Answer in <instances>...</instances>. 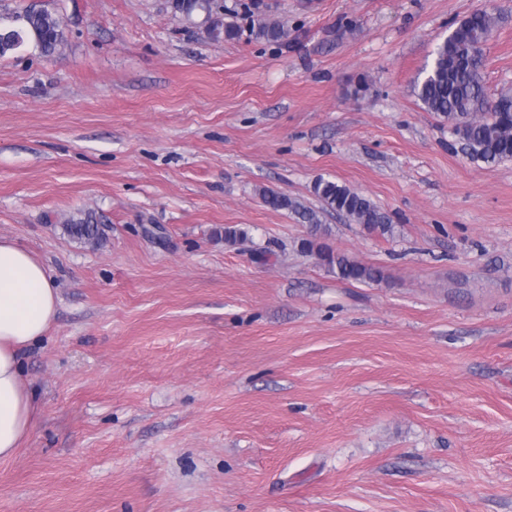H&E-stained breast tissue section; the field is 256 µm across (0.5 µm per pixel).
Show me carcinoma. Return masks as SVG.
Wrapping results in <instances>:
<instances>
[{
    "label": "carcinoma",
    "instance_id": "cac0c4a2",
    "mask_svg": "<svg viewBox=\"0 0 512 512\" xmlns=\"http://www.w3.org/2000/svg\"><path fill=\"white\" fill-rule=\"evenodd\" d=\"M175 8L187 19L202 15L210 36L236 40L244 32L255 39L288 44L286 24L265 16H249L246 26L214 16V0H174ZM499 17L487 9L476 10L463 18L433 51L429 70L414 90L428 112L448 121L462 150L474 161L498 163L512 159V94L497 98L486 95L481 74L485 57L482 42L491 38ZM28 41L42 54L51 55L67 41L61 17L44 8L29 7L11 17V24L0 28V57L18 49L16 43ZM313 194L321 207L313 209L288 194L261 189L262 202L273 210H285L307 225V237L300 250L316 256L328 272L343 280L379 282L382 271L335 252L326 243L332 233L324 216L337 215L358 224L370 235L392 238L397 232L387 213L362 193L336 181L320 178L313 185ZM72 239L96 247L106 240L104 225L91 211L72 218L63 225Z\"/></svg>",
    "mask_w": 512,
    "mask_h": 512
}]
</instances>
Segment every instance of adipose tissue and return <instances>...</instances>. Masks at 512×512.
<instances>
[{
	"label": "adipose tissue",
	"instance_id": "1",
	"mask_svg": "<svg viewBox=\"0 0 512 512\" xmlns=\"http://www.w3.org/2000/svg\"><path fill=\"white\" fill-rule=\"evenodd\" d=\"M58 302L46 267L0 238V460L16 455L33 426L35 407L22 381L21 355L46 334Z\"/></svg>",
	"mask_w": 512,
	"mask_h": 512
}]
</instances>
